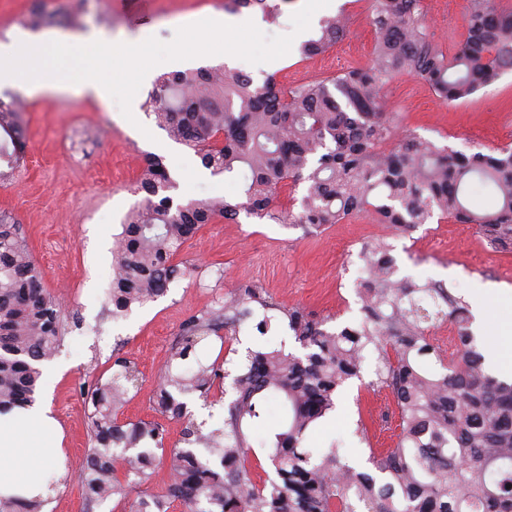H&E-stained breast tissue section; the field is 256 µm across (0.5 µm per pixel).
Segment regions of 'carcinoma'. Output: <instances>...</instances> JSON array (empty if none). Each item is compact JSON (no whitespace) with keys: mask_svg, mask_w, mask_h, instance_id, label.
Segmentation results:
<instances>
[{"mask_svg":"<svg viewBox=\"0 0 512 512\" xmlns=\"http://www.w3.org/2000/svg\"><path fill=\"white\" fill-rule=\"evenodd\" d=\"M422 0H371L373 59L364 68L317 80L283 94L275 76L262 81L226 67L160 77L145 101L168 136L193 149L214 176L237 186L224 197L180 203L167 195L174 181L162 160H144L136 190L143 201L121 224L113 248L112 316L164 295L182 274L176 257L202 225L241 213L280 224L319 226L371 214L382 224L413 228L438 212L476 224L494 243L512 245V150L466 155L413 134L400 115L381 111L384 87L399 75L424 79L452 104L512 69V8L499 0H468L466 35L454 54L428 33ZM270 16L267 0H225L224 8ZM304 57L326 51L343 35L340 13L319 22ZM0 129L20 134L16 100H0ZM304 186L298 206L284 207L288 187ZM494 192L496 206L475 207L471 190ZM362 317L326 327L299 308L279 307L255 286H241L224 307L191 317L182 328L157 395V411L184 417L175 393L224 394L223 364H203L196 348L211 335L232 336L249 325L260 336L233 379L235 398L224 429L204 432L188 422L184 448L170 452V483L152 498L159 512H512V382L484 366L472 318L448 290L397 275L383 241L361 252ZM286 318L302 348L294 354L268 341ZM453 327L456 354L444 360L427 336L429 323ZM61 311L43 286L21 228L0 215V414L35 403L39 364L57 354ZM383 367L376 384L390 390L400 432L392 448H368L366 465L341 462L338 446L310 448L309 431L336 410L343 387L362 378L365 355ZM105 383L91 385L90 441L81 476L83 512L126 497L120 463L146 480L164 433L152 421H121L138 370L117 359ZM276 426L258 443L255 427L270 402ZM270 473L249 477L255 448ZM41 498H1L0 512H42Z\"/></svg>","mask_w":512,"mask_h":512,"instance_id":"cac0c4a2","label":"carcinoma"}]
</instances>
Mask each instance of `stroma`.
Segmentation results:
<instances>
[{"label":"stroma","instance_id":"obj_1","mask_svg":"<svg viewBox=\"0 0 512 512\" xmlns=\"http://www.w3.org/2000/svg\"><path fill=\"white\" fill-rule=\"evenodd\" d=\"M425 21L435 41L454 51L466 29V0H423ZM47 16L45 31L82 35L99 30L115 43L134 44L156 37L167 42L190 21L224 17V0H0V43L28 33L32 11ZM346 13L348 30L324 54L302 58L301 44L310 32L294 34L290 52L259 65L224 56L162 63L155 76L230 65L256 78L275 75L281 89L335 76L372 60L374 28L369 0H331L318 17ZM152 83L142 84L125 118L117 103L68 94L25 97L24 161L11 181L0 183V212L17 224L31 249L46 288L56 296L67 326L58 355L42 364L39 404L47 406L55 425L60 458L41 471L52 490L44 512H81L80 476L93 411L84 392L97 378H109L115 358L135 363L137 388L128 394L122 418L153 420L165 431L167 449L178 446L183 421L156 410L162 371L190 317L219 308L226 293L255 285L284 308L299 307L340 327L360 318L357 277L364 242L380 239L391 248L400 276L423 284L443 283L463 304H471L478 286L491 284L512 292V249L490 245L474 224L431 219L403 232L361 215L339 224L303 229L261 223L246 216L237 222L214 219L182 247L178 259L189 268L164 296L131 311L110 314L112 249L115 230L125 214L141 202L136 177L147 155L164 159L175 182V201L234 193L233 183L205 170L194 151L171 140L143 104ZM384 109L399 113L404 129L471 154H492L512 145V71L477 90L467 101L442 102L427 82L396 77L383 91ZM501 312L488 300L473 329L477 348L490 372L512 378V351L492 344L485 325ZM378 363L367 358L361 379L350 381L335 412L308 436L312 448L339 446L343 461L363 459L355 436L364 422L374 447L392 446L399 420L389 390L372 387Z\"/></svg>","mask_w":512,"mask_h":512}]
</instances>
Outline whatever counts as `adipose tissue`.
Here are the masks:
<instances>
[{"label":"adipose tissue","instance_id":"obj_1","mask_svg":"<svg viewBox=\"0 0 512 512\" xmlns=\"http://www.w3.org/2000/svg\"><path fill=\"white\" fill-rule=\"evenodd\" d=\"M52 423L40 408L0 415V497L46 494L40 472L46 460L60 454L46 439Z\"/></svg>","mask_w":512,"mask_h":512}]
</instances>
